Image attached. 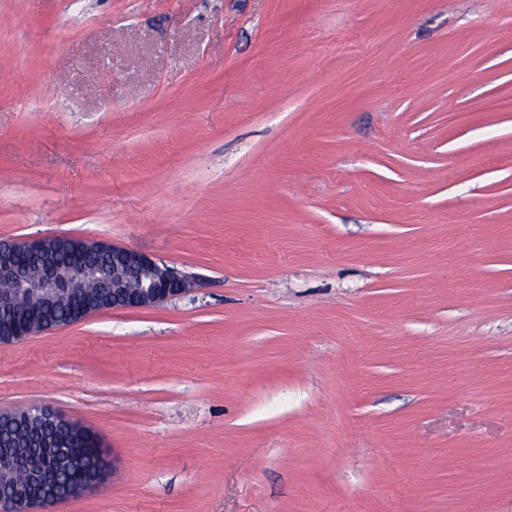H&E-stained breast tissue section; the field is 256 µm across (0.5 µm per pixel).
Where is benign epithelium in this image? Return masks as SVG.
I'll return each instance as SVG.
<instances>
[{
    "label": "benign epithelium",
    "instance_id": "1",
    "mask_svg": "<svg viewBox=\"0 0 512 512\" xmlns=\"http://www.w3.org/2000/svg\"><path fill=\"white\" fill-rule=\"evenodd\" d=\"M33 249L41 257L37 270L32 271L16 263V255L23 248ZM62 254L76 256L112 255V263L78 264L69 268L58 265ZM0 281L9 288L0 289V311L8 312L24 296H33L41 309L85 296L91 289L103 297L112 298L114 309H147L186 293L192 287L189 278L174 267L133 248L109 245L75 237L43 238L37 241L15 240L0 242ZM53 326L43 319L30 322L18 333L10 326L0 327V343L14 336H30L49 331ZM26 417L39 424L50 425L71 435L84 436L88 431L69 418L48 407L34 406ZM101 468L96 480L76 489L79 495L96 488L109 474L110 464L104 451H99ZM23 470L26 480H13ZM56 468L35 467L30 458L17 454L0 462V512H31L35 504H45L49 498L36 496L34 487H51L55 483Z\"/></svg>",
    "mask_w": 512,
    "mask_h": 512
}]
</instances>
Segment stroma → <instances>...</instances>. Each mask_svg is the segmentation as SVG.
Listing matches in <instances>:
<instances>
[{
    "label": "stroma",
    "mask_w": 512,
    "mask_h": 512,
    "mask_svg": "<svg viewBox=\"0 0 512 512\" xmlns=\"http://www.w3.org/2000/svg\"><path fill=\"white\" fill-rule=\"evenodd\" d=\"M197 286L0 344L113 458L49 512H512V0H0V241Z\"/></svg>",
    "instance_id": "stroma-1"
}]
</instances>
